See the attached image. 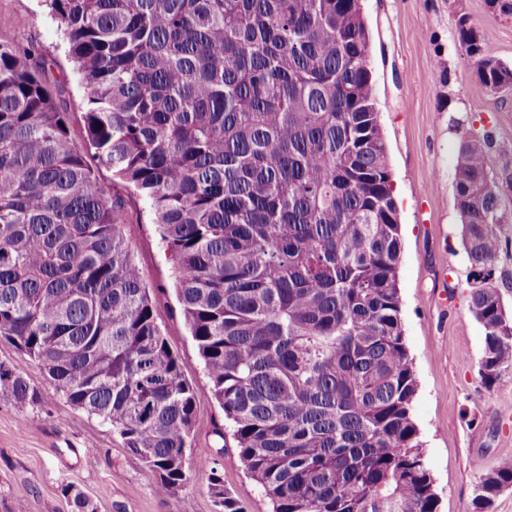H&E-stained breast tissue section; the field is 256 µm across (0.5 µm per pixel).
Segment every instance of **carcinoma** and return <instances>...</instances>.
<instances>
[{"label": "carcinoma", "instance_id": "1", "mask_svg": "<svg viewBox=\"0 0 512 512\" xmlns=\"http://www.w3.org/2000/svg\"><path fill=\"white\" fill-rule=\"evenodd\" d=\"M81 75L83 124L35 49L0 42V338L158 475L187 480L195 393L123 232L142 201L248 475L272 512H436L412 409L402 242L361 0H50ZM478 78L512 88L460 19ZM490 133L455 167L480 372L512 368L490 277L502 246ZM118 182L107 195L94 169ZM0 395L39 392L0 362ZM512 486V460L472 499ZM218 512H246L209 468ZM73 512H96L72 486Z\"/></svg>", "mask_w": 512, "mask_h": 512}]
</instances>
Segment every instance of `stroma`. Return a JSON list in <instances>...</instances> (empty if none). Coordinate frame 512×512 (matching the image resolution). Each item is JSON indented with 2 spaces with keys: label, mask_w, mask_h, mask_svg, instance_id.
I'll use <instances>...</instances> for the list:
<instances>
[{
  "label": "stroma",
  "mask_w": 512,
  "mask_h": 512,
  "mask_svg": "<svg viewBox=\"0 0 512 512\" xmlns=\"http://www.w3.org/2000/svg\"><path fill=\"white\" fill-rule=\"evenodd\" d=\"M374 93L401 224L398 267L404 343L418 382L413 419L437 495V512H471L482 476L512 458V370L484 385L483 326L468 310L471 270L455 206L454 168L465 133L491 132L490 170L512 172V91L484 86L457 37L460 17L487 32V53L512 64V16L487 0H363ZM0 40L32 44L66 78L73 122L83 96L77 71L45 0H0ZM123 230L155 301V314L196 400L187 450L189 478L161 497L157 476L110 425L72 406L40 365L0 341V362L37 388L35 405L0 398V512H71L72 485L97 512H216L207 464L247 512L272 503L247 474L215 399L177 298L173 265L143 204L132 201ZM223 436H216V429Z\"/></svg>",
  "instance_id": "stroma-1"
}]
</instances>
